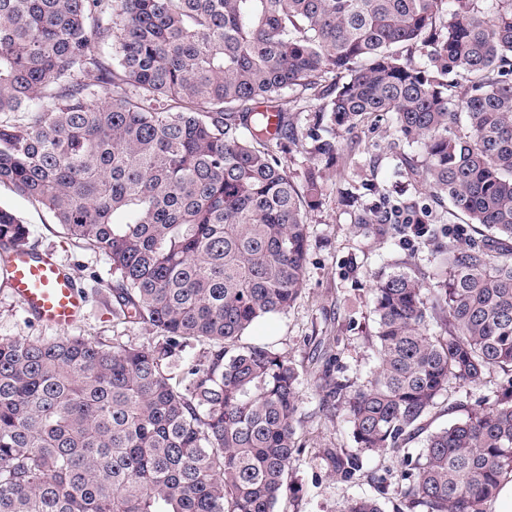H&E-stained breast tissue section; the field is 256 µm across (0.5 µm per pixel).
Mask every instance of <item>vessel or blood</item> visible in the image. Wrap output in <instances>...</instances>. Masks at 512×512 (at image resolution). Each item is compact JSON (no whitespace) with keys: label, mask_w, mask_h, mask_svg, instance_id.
Listing matches in <instances>:
<instances>
[{"label":"vessel or blood","mask_w":512,"mask_h":512,"mask_svg":"<svg viewBox=\"0 0 512 512\" xmlns=\"http://www.w3.org/2000/svg\"><path fill=\"white\" fill-rule=\"evenodd\" d=\"M0 281L22 308L42 323L67 328L85 313L86 300L74 276L53 254L37 259L9 254L0 263Z\"/></svg>","instance_id":"1"}]
</instances>
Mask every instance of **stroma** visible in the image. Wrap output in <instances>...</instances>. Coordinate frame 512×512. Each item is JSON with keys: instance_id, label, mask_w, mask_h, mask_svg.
<instances>
[{"instance_id": "35a3bbf8", "label": "stroma", "mask_w": 512, "mask_h": 512, "mask_svg": "<svg viewBox=\"0 0 512 512\" xmlns=\"http://www.w3.org/2000/svg\"><path fill=\"white\" fill-rule=\"evenodd\" d=\"M384 127L351 134L338 131L339 154L324 172V195L319 209L309 216L308 256L302 293L287 313L250 329L245 339L268 342L296 365L301 374L297 413L301 450L293 461L294 489L276 512H341L351 498L378 494L381 480H395L402 465L389 451L366 455L360 472L342 479L326 457L330 448L354 451L356 445L342 417L327 402L321 388L324 370L334 377L362 383L375 365L372 336L375 332L374 274L384 263L416 255L425 274L434 272L437 251L462 245L464 238L447 228L441 206L432 208V224L424 235L406 242L403 225L359 224L345 192L368 198L387 193L398 198L424 200L427 193L393 173L396 158L386 148ZM369 159L374 170L368 183L354 177L352 162ZM14 210L29 230L36 252L50 253L71 269L87 295L84 317L62 329L29 320L8 288L0 283V338L51 341L59 337L84 336L109 346L147 348L156 341L155 331L144 324H125L112 313V270L105 254L75 243L52 216L35 203L0 185V207ZM491 387L453 388L428 417L427 430L459 419L454 405L465 401L477 409Z\"/></svg>"}]
</instances>
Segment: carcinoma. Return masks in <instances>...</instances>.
<instances>
[{
    "label": "carcinoma",
    "instance_id": "obj_1",
    "mask_svg": "<svg viewBox=\"0 0 512 512\" xmlns=\"http://www.w3.org/2000/svg\"><path fill=\"white\" fill-rule=\"evenodd\" d=\"M379 118L394 174L467 242L431 284L414 256L375 274L377 365L361 385L324 375L358 452L327 456L347 479L389 448L406 469L380 494L485 512L512 475V0H0V185L104 252L115 315L157 333L0 339V512H275L300 372L243 337L301 294L328 130ZM298 145L300 184L280 157ZM352 203L359 224L429 214ZM0 243L36 257L4 207ZM492 376L487 408L409 452L448 389Z\"/></svg>",
    "mask_w": 512,
    "mask_h": 512
}]
</instances>
